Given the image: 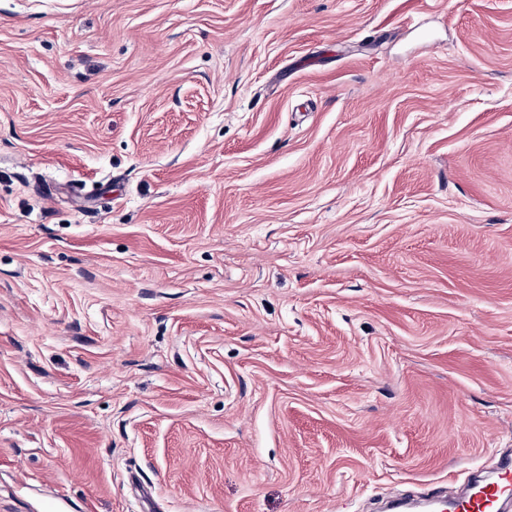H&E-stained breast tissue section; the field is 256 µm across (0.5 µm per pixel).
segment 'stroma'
Listing matches in <instances>:
<instances>
[{"label":"stroma","mask_w":512,"mask_h":512,"mask_svg":"<svg viewBox=\"0 0 512 512\" xmlns=\"http://www.w3.org/2000/svg\"><path fill=\"white\" fill-rule=\"evenodd\" d=\"M512 450V0H0V512H377Z\"/></svg>","instance_id":"stroma-1"}]
</instances>
